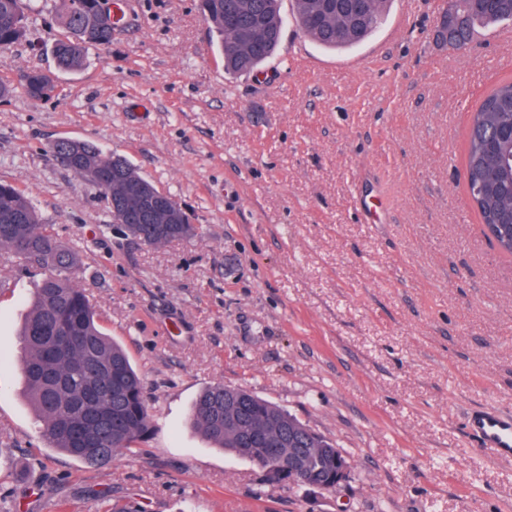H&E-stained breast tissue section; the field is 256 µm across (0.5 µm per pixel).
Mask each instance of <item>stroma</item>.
<instances>
[{
  "instance_id": "1",
  "label": "stroma",
  "mask_w": 512,
  "mask_h": 512,
  "mask_svg": "<svg viewBox=\"0 0 512 512\" xmlns=\"http://www.w3.org/2000/svg\"><path fill=\"white\" fill-rule=\"evenodd\" d=\"M448 0H391L378 31L328 50L283 0V36L231 75L198 0H125L112 43L58 72L62 0H34L0 49V182L23 190L79 254L75 282L144 379L148 440L91 468L50 448L24 391L17 331L40 280L0 267V494L14 512H512V462L480 448L466 411H512V257L467 192L472 108L512 77V33L439 44ZM88 141L169 193L200 234L146 246L50 152ZM221 382L336 444L349 481L315 494L264 482L188 422ZM42 70H25L20 75V86L33 100H41L49 95L53 88L54 74Z\"/></svg>"
}]
</instances>
